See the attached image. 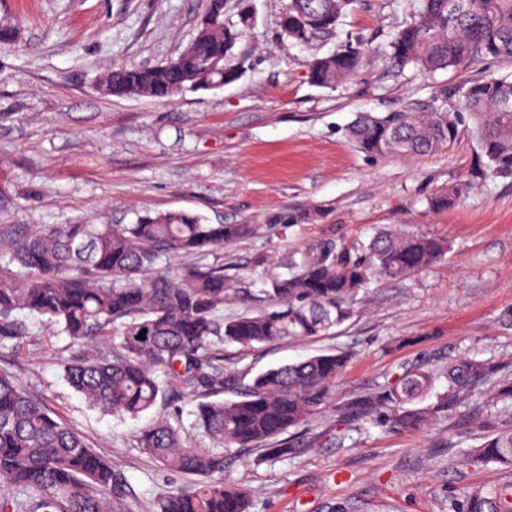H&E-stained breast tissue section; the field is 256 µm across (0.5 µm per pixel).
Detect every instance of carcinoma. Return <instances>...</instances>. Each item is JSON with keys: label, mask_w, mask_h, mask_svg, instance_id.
<instances>
[{"label": "carcinoma", "mask_w": 512, "mask_h": 512, "mask_svg": "<svg viewBox=\"0 0 512 512\" xmlns=\"http://www.w3.org/2000/svg\"><path fill=\"white\" fill-rule=\"evenodd\" d=\"M352 0H288L281 34L307 44L334 33ZM224 23V0H207L183 57L154 66H114L99 87L111 96L172 100L215 91L240 79L233 49L249 26ZM391 55L401 65L427 73L464 58L512 60V0H417L410 23L397 30ZM364 55L345 44L315 58L311 82L332 87L352 79ZM442 88L426 112L383 116L360 113L348 136L368 156L412 159L449 150L461 115L494 173L512 175V80L471 82L460 102ZM253 224H210L202 216L172 210L137 216L132 224H57L20 234L0 230V250L20 266L0 267V346L26 337L19 313L46 319L82 353L65 362L69 384L93 408L137 418L169 392L204 398L192 422L213 443L184 444L181 430L163 416L137 437V447L160 467L201 477L193 488L158 498L153 512H250L246 488L224 477L232 449H267L291 456L284 438L335 398L347 352L320 354L271 368L249 381L224 370L216 346L254 348L285 339L328 335L350 319L362 291L378 278L396 280L430 267L448 244L427 236L383 229L359 245L322 238L288 257L289 274L262 288H235L224 264L201 266L194 259L254 232ZM185 263L164 272L162 258ZM247 305L224 317V304ZM143 338H138V335ZM499 372L494 364L460 355L433 370L413 367L344 406V413L395 431H418L462 394ZM443 390H436L439 379ZM229 392L234 400L220 395ZM494 464L512 471V430L448 459V467ZM0 512H123V494L112 461L89 448L57 413L32 398L15 376L0 371ZM459 512H512V480L471 487Z\"/></svg>", "instance_id": "carcinoma-1"}]
</instances>
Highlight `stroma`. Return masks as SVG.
<instances>
[{
    "mask_svg": "<svg viewBox=\"0 0 512 512\" xmlns=\"http://www.w3.org/2000/svg\"><path fill=\"white\" fill-rule=\"evenodd\" d=\"M287 0H224V20L253 22L236 48L241 78L223 90L171 101L108 96L115 65L154 66L192 37L206 0H0V24L17 37L0 47V227L130 224L137 215L185 210L210 223L254 224L224 247V272L241 287L288 273L290 253L334 237L365 243L378 230L447 240L446 258L409 277L371 286L334 334L224 348V367L253 377L270 367L338 350L353 352L332 404L289 437L300 451L236 454L227 475L242 479L251 512H452L464 488L493 485L495 466L458 472L453 450L512 428V406L490 405L495 381L467 391L427 428L394 433L347 417L350 399L387 377L468 353L512 375V177L490 175L487 157L462 119L450 152L405 160L369 157L346 135L362 112L428 109L439 88L512 75V60H463L425 74L398 66L392 35L415 0H353L335 34L307 45L283 39ZM368 45L351 81L331 88L308 78L309 63L345 43ZM460 188L451 208L436 193ZM310 213L297 224L269 216ZM20 347H0V369L61 414L107 456L127 512H150L192 476L162 469L136 437L152 419L91 409L66 382L62 363L80 349L56 327L28 320ZM189 397L159 401L188 445L210 447L193 428Z\"/></svg>",
    "mask_w": 512,
    "mask_h": 512,
    "instance_id": "stroma-1",
    "label": "stroma"
}]
</instances>
